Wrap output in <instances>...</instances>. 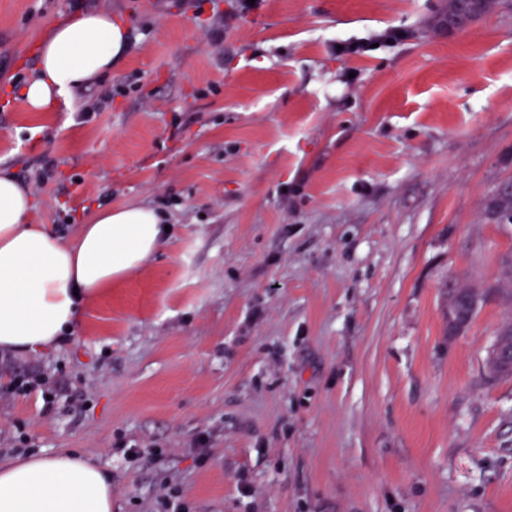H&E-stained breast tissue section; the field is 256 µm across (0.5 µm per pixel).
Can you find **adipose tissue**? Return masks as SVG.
<instances>
[{
	"mask_svg": "<svg viewBox=\"0 0 512 512\" xmlns=\"http://www.w3.org/2000/svg\"><path fill=\"white\" fill-rule=\"evenodd\" d=\"M128 47V25L105 11L75 13L39 40L28 111L67 112L77 89L111 74ZM33 196L0 171V350L50 347L72 331L81 306L146 263L166 239L154 208L99 207L75 240L34 224ZM0 512H112V483L72 453L0 464Z\"/></svg>",
	"mask_w": 512,
	"mask_h": 512,
	"instance_id": "obj_1",
	"label": "adipose tissue"
}]
</instances>
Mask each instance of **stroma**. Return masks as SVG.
<instances>
[{"label": "stroma", "mask_w": 512, "mask_h": 512, "mask_svg": "<svg viewBox=\"0 0 512 512\" xmlns=\"http://www.w3.org/2000/svg\"><path fill=\"white\" fill-rule=\"evenodd\" d=\"M447 8L0 0V169L32 223L171 227L56 346L0 350L1 463L77 449L112 512H512V377L485 365L512 225L484 206L512 181V0L462 32ZM98 10L120 68L28 111L46 28ZM451 288L489 294L455 336Z\"/></svg>", "instance_id": "35a3bbf8"}]
</instances>
